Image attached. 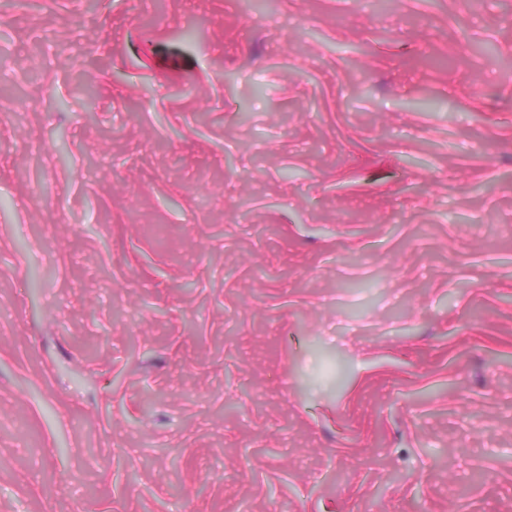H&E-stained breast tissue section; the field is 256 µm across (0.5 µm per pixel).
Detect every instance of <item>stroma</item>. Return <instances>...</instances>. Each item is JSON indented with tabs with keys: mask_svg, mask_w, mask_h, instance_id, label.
I'll use <instances>...</instances> for the list:
<instances>
[{
	"mask_svg": "<svg viewBox=\"0 0 512 512\" xmlns=\"http://www.w3.org/2000/svg\"><path fill=\"white\" fill-rule=\"evenodd\" d=\"M0 512H512V0H0Z\"/></svg>",
	"mask_w": 512,
	"mask_h": 512,
	"instance_id": "35a3bbf8",
	"label": "stroma"
}]
</instances>
